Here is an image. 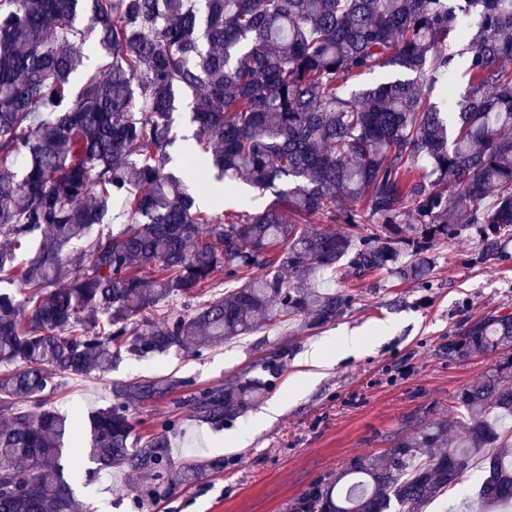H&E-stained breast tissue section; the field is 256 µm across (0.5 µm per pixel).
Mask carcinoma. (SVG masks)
<instances>
[{
	"label": "carcinoma",
	"mask_w": 512,
	"mask_h": 512,
	"mask_svg": "<svg viewBox=\"0 0 512 512\" xmlns=\"http://www.w3.org/2000/svg\"><path fill=\"white\" fill-rule=\"evenodd\" d=\"M464 2L0 0V284L19 286L0 289V512H83L67 442L96 465L89 475L148 474L167 490L224 470L221 459L174 465L175 420L136 433L131 408L183 381L115 382L112 403L76 422L50 402L62 377L109 371L124 351L200 355L278 317L317 329L353 300L320 287L344 263L359 278L415 279L434 243L512 234V0ZM90 40L105 57L75 94ZM387 66L409 77L339 95ZM437 83L448 112L426 96ZM183 92L196 129L182 136L179 178L166 166ZM201 173L275 200L205 209L186 185ZM117 202L124 229L93 235ZM220 271L235 287L195 302ZM170 297L192 310L160 308ZM499 351L451 419L415 421L288 512H422L480 454L488 475L472 507H511L512 432L500 424L512 417V312L448 343L455 358ZM269 390L230 378L196 391L191 411L220 428Z\"/></svg>",
	"instance_id": "1"
}]
</instances>
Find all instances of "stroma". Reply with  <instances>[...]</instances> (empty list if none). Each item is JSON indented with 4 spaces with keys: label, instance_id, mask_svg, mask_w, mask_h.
Masks as SVG:
<instances>
[{
    "label": "stroma",
    "instance_id": "stroma-1",
    "mask_svg": "<svg viewBox=\"0 0 512 512\" xmlns=\"http://www.w3.org/2000/svg\"><path fill=\"white\" fill-rule=\"evenodd\" d=\"M482 250L474 233L453 246H434L426 288L394 275L358 280L343 273L338 282L355 298L334 323L316 330L274 323L199 356L125 354L109 373L64 378L53 404L71 416L85 414L109 405L112 382L185 379L186 387L134 409L137 430L150 435L165 419L178 417L171 448L176 464L220 459L224 469L161 495L150 512H286L313 481L335 475L356 455L383 452L412 418L451 417L454 395L494 367L493 355L448 356L449 342L469 322L512 310V241L504 246V262H484ZM342 330L369 337L364 353L335 362L313 385L295 387L303 352ZM268 357L275 360L276 376L261 367ZM236 376L270 379L267 399L280 403V413L268 420L258 408L220 429L191 418L193 391ZM487 474L471 465L457 490L436 498L427 512H463ZM154 485L151 477L115 470L97 474L77 495L88 512H141L139 501Z\"/></svg>",
    "mask_w": 512,
    "mask_h": 512
}]
</instances>
